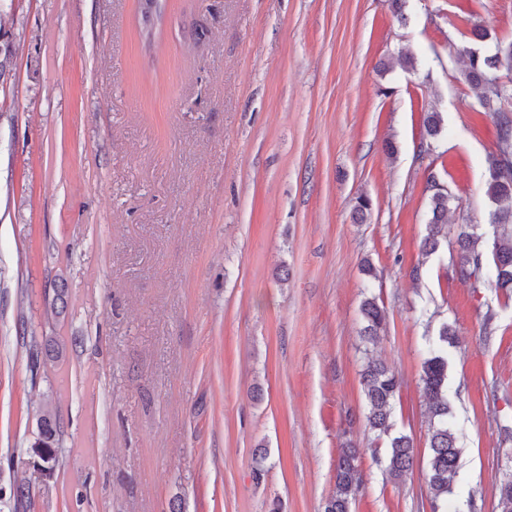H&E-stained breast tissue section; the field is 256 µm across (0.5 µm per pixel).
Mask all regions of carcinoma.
Instances as JSON below:
<instances>
[{
  "label": "carcinoma",
  "instance_id": "carcinoma-1",
  "mask_svg": "<svg viewBox=\"0 0 512 512\" xmlns=\"http://www.w3.org/2000/svg\"><path fill=\"white\" fill-rule=\"evenodd\" d=\"M488 34L481 28L473 31L472 42L457 49L466 58L463 78L476 93L483 111L497 116V150L488 162L485 193L495 204L491 221L496 226L490 253L479 249V236L467 225L455 241L456 270L465 280L479 283L490 281L496 290L512 296V42H497L486 49ZM443 131L440 113L430 111L425 117L428 139H437ZM431 217L423 242L426 254L436 253L442 242V232L448 224V212L455 197L442 188L435 176L428 177ZM372 209L369 197L360 195L353 206V219L366 221ZM365 325L363 340L375 342L386 325L383 307L373 297L361 303ZM455 332L443 324L439 345L424 361L421 374L423 393L429 418L428 483L434 499L448 495L450 480L460 465V437L448 421L451 414L448 402V356L445 347L455 342ZM361 380L366 400V421L376 436H388L387 471L395 479L403 477L413 467L418 456L413 439L405 434L391 435L392 404L400 389L398 377L382 362H367ZM59 425L49 407L38 418V437L32 452L53 472L59 466L56 436ZM356 448L341 450L336 462V480L333 494L327 499L324 512H350V504L361 488ZM498 512H512V480L498 488Z\"/></svg>",
  "mask_w": 512,
  "mask_h": 512
}]
</instances>
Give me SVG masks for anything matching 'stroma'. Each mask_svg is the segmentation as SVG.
I'll use <instances>...</instances> for the list:
<instances>
[{
	"instance_id": "35a3bbf8",
	"label": "stroma",
	"mask_w": 512,
	"mask_h": 512,
	"mask_svg": "<svg viewBox=\"0 0 512 512\" xmlns=\"http://www.w3.org/2000/svg\"><path fill=\"white\" fill-rule=\"evenodd\" d=\"M160 5L0 0V512L20 484L27 512H323L350 445V512H497L512 298L451 259L463 225L492 245L496 117L455 47L476 25L512 42V0H408L402 21L391 0ZM432 175L459 205L426 257ZM367 295L386 310L369 350ZM445 323L463 454L436 503L420 375ZM48 336L65 356L33 364ZM370 356L418 449L398 480L366 426ZM47 401L50 477L31 451Z\"/></svg>"
}]
</instances>
